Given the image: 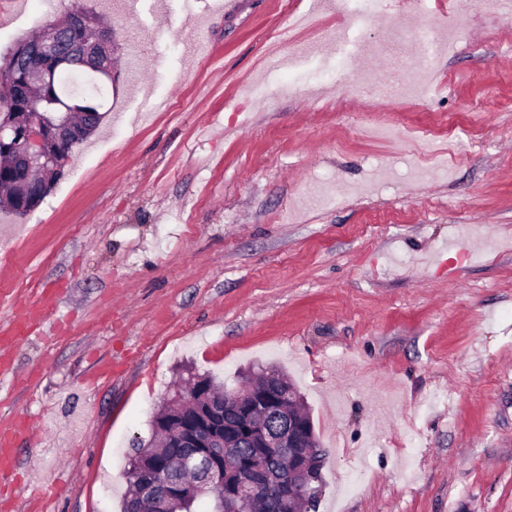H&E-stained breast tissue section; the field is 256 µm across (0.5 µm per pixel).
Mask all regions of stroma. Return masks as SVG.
<instances>
[{
    "label": "stroma",
    "instance_id": "35a3bbf8",
    "mask_svg": "<svg viewBox=\"0 0 512 512\" xmlns=\"http://www.w3.org/2000/svg\"><path fill=\"white\" fill-rule=\"evenodd\" d=\"M415 6L429 38L388 46L396 0H0V57L85 9L113 75L40 206L0 210V319L49 291L66 322L0 373L30 426L0 512L51 469L47 512H121L189 373L272 365L328 450L318 512H512V11ZM405 58L423 100L383 91ZM349 59L351 96L324 79Z\"/></svg>",
    "mask_w": 512,
    "mask_h": 512
}]
</instances>
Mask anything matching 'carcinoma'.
I'll use <instances>...</instances> for the list:
<instances>
[{
	"label": "carcinoma",
	"instance_id": "cac0c4a2",
	"mask_svg": "<svg viewBox=\"0 0 512 512\" xmlns=\"http://www.w3.org/2000/svg\"><path fill=\"white\" fill-rule=\"evenodd\" d=\"M42 59L34 49L12 50L0 60V113L25 112L39 119L65 115L63 104L79 92L93 104L86 116L73 114L71 120L96 129L103 120L102 109L108 94L107 84L89 73V70L71 60L58 68L50 83L37 88L22 86L24 69L41 66ZM37 168L21 167L7 156H0V207L10 209L17 215H28L9 208L16 186L39 178ZM188 391L193 393L196 406L203 407L211 397L224 396V388L209 375H194L189 379ZM193 413V409L181 402L167 400L154 414L152 427L157 442H148L135 449L124 473L130 486L129 495L123 504V512H158L154 498L137 497L139 486L148 484L162 494L174 481H190L206 484L205 492L198 496L181 499L177 512H289L288 472L280 461L269 452H261L243 440L235 448H220L218 455L224 463L225 484L210 485L211 463L203 462L194 455L195 449L184 448L173 436L182 420ZM243 481H259L269 487L267 501H252L246 497H235L224 491V485ZM320 482L313 477L304 490V495L293 504L294 512L303 506L316 510L319 500Z\"/></svg>",
	"mask_w": 512,
	"mask_h": 512
}]
</instances>
